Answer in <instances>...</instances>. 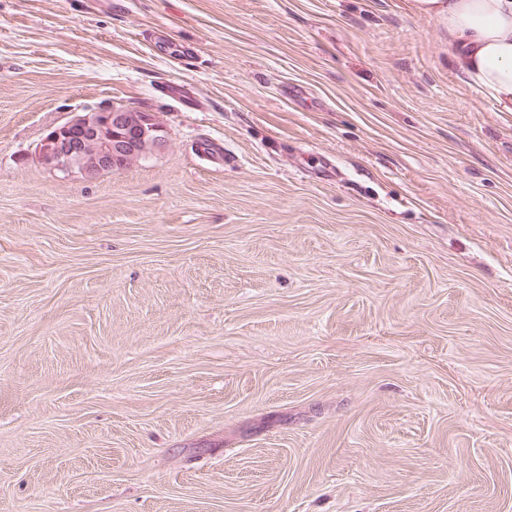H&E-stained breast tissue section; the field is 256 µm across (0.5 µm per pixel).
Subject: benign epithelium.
<instances>
[{
  "mask_svg": "<svg viewBox=\"0 0 512 512\" xmlns=\"http://www.w3.org/2000/svg\"><path fill=\"white\" fill-rule=\"evenodd\" d=\"M166 146V131L157 113L115 105L71 113L39 141L35 157L64 178L78 175L94 180Z\"/></svg>",
  "mask_w": 512,
  "mask_h": 512,
  "instance_id": "1",
  "label": "benign epithelium"
}]
</instances>
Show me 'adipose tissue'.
<instances>
[{"mask_svg": "<svg viewBox=\"0 0 512 512\" xmlns=\"http://www.w3.org/2000/svg\"><path fill=\"white\" fill-rule=\"evenodd\" d=\"M409 6L445 20L448 50L467 84L512 112V0H410Z\"/></svg>", "mask_w": 512, "mask_h": 512, "instance_id": "ef3b65f1", "label": "adipose tissue"}]
</instances>
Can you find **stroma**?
<instances>
[{
	"label": "stroma",
	"mask_w": 512,
	"mask_h": 512,
	"mask_svg": "<svg viewBox=\"0 0 512 512\" xmlns=\"http://www.w3.org/2000/svg\"><path fill=\"white\" fill-rule=\"evenodd\" d=\"M159 113L93 182L70 113ZM0 512H512V112L406 0H0ZM70 114L35 147L38 162L63 178L79 175L94 180L167 146L166 131L155 112L115 105L102 111L87 109ZM132 125L137 131L134 138L121 134Z\"/></svg>",
	"instance_id": "35a3bbf8"
}]
</instances>
